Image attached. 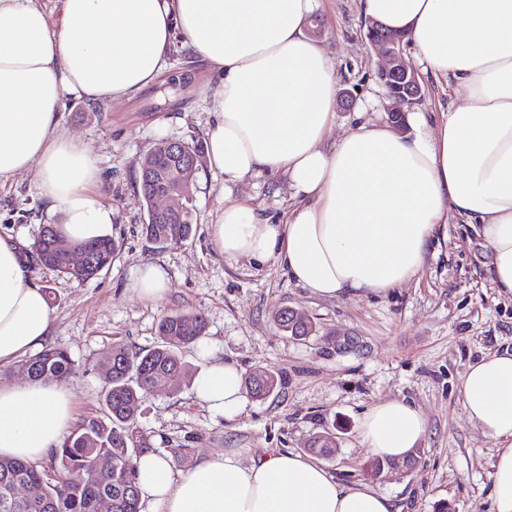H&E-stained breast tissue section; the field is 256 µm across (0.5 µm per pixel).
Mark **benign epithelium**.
Here are the masks:
<instances>
[{"instance_id":"benign-epithelium-1","label":"benign epithelium","mask_w":512,"mask_h":512,"mask_svg":"<svg viewBox=\"0 0 512 512\" xmlns=\"http://www.w3.org/2000/svg\"><path fill=\"white\" fill-rule=\"evenodd\" d=\"M366 26L367 39L380 58L377 79L389 101L388 115L402 133L405 131L406 113L424 98L418 70L405 59L403 36L384 31L373 20L367 21ZM180 155V142L162 139L139 156L138 166L143 180L157 185L148 200L150 219L153 222L180 217L194 199L196 164L181 162L164 167L156 164L161 158L177 159Z\"/></svg>"}]
</instances>
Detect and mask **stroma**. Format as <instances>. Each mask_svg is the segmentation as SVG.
Wrapping results in <instances>:
<instances>
[{"instance_id":"stroma-1","label":"stroma","mask_w":512,"mask_h":512,"mask_svg":"<svg viewBox=\"0 0 512 512\" xmlns=\"http://www.w3.org/2000/svg\"><path fill=\"white\" fill-rule=\"evenodd\" d=\"M317 35L332 60L339 90L327 135L337 141L366 120L385 118L387 101L376 76L378 57L366 38L358 0H317ZM213 76L183 43H175L165 81L131 100L88 104L65 101L62 126L91 151L112 207V236L120 245L109 269L80 284L33 265L52 316L48 345L66 349L76 376L69 384L76 419L99 413L102 372L120 342L147 350L157 342L159 319L201 311L207 333L185 348L191 370L210 361L237 364L243 373L268 370L282 379L270 396H245L227 419L196 400L192 387L156 388L139 414L153 451L174 470L216 453L242 462L271 452L308 455L313 435L328 432L337 448L323 461L341 482H365L388 495L399 512H491L493 440L467 417L459 392L467 366L483 355L512 351V299L488 274L490 255L471 225L450 220L421 272L384 295L323 299L291 281L277 260L224 259L209 226L226 206L243 203L279 220L291 189L284 174L259 173L236 182L202 166L194 191L196 220L184 244L160 249L143 233L146 212L136 201L137 158L160 139L205 141L212 120ZM32 175L0 185V236L34 244L42 225L54 223ZM152 263L168 274L164 296L146 300L128 286L133 272ZM307 313L314 335L298 340L280 331L284 307ZM403 399L418 408L426 434L415 462L387 478L374 477L361 443L360 423L375 403Z\"/></svg>"}]
</instances>
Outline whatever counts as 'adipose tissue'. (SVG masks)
<instances>
[{"instance_id": "1", "label": "adipose tissue", "mask_w": 512, "mask_h": 512, "mask_svg": "<svg viewBox=\"0 0 512 512\" xmlns=\"http://www.w3.org/2000/svg\"><path fill=\"white\" fill-rule=\"evenodd\" d=\"M315 2L61 0L54 17L35 0H0V184L34 176L69 242L111 237L101 172L62 129L64 100L131 99L157 82L181 37L219 75L209 167L228 183L281 172L292 191L279 223L244 204L225 207L211 227L225 259L276 257L322 298L382 295L418 275L438 226L459 217L477 227L489 273L512 298V0H359L365 18L404 34L426 71L450 79L458 103L433 129L411 112L407 132L363 122L332 144L336 73L307 31ZM51 325L25 243L0 236V367L41 348ZM193 390L225 417L241 410L234 364H204ZM460 394L497 448L492 512H512V352L470 364ZM72 420L67 385L0 384V457L41 460ZM424 433L417 408L389 399L366 411L361 443L401 460ZM138 486L161 512H398L372 486L343 485L290 453L249 464L219 453L177 473L146 453Z\"/></svg>"}]
</instances>
